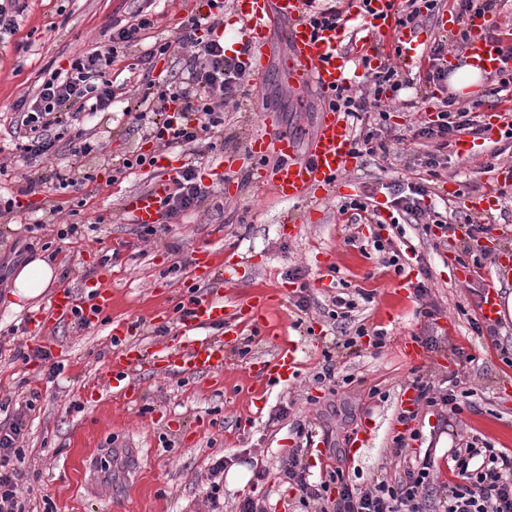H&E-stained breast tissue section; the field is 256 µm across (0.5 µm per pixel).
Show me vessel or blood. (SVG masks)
<instances>
[{"label":"vessel or blood","mask_w":512,"mask_h":512,"mask_svg":"<svg viewBox=\"0 0 512 512\" xmlns=\"http://www.w3.org/2000/svg\"><path fill=\"white\" fill-rule=\"evenodd\" d=\"M392 0H371L369 11L349 13V23L313 29L305 14L304 0H235L236 10L243 22L240 43L246 48L245 65L254 75H262L261 49L266 43L270 26L279 25L284 46L282 70L290 87L296 91L316 85L331 92L349 78V65L355 59L395 45L401 46L409 69H422L428 58L414 40L405 39L397 27ZM466 50L475 65L483 72L493 74L503 65L499 45L474 31ZM352 136L343 113L324 108L316 126L307 158H300L294 141L288 136L267 129L255 134L249 143L250 153L258 159L275 156L276 165L269 170L258 169V182L268 184L272 193L283 201L309 197L318 191L334 187L340 173L353 163ZM165 177L153 187L138 195L129 205L132 223L150 226L161 219V203L177 176V168L167 165ZM224 256L211 252L201 259L199 272L193 273L194 290L184 296L182 303L187 313L184 325V348L162 347L156 357L165 368L204 375L224 368L226 347L223 341L202 335L201 330L224 322L222 301L201 295V288L213 285L217 269L223 266ZM112 306L110 293L94 290L90 303L82 305L71 292L58 295L47 316L62 322L80 316L85 325L98 324ZM245 323L261 328L265 335L274 337L277 350L263 363L266 378H278L294 373L298 362L295 347L284 341L285 327L266 312L264 302L250 304L241 310ZM111 334L118 345L104 376L97 385L111 384L120 393L131 388L130 375L146 365L148 356L135 346L126 344V324L113 327Z\"/></svg>","instance_id":"vessel-or-blood-1"}]
</instances>
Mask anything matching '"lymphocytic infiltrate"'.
I'll return each instance as SVG.
<instances>
[{
    "instance_id": "1",
    "label": "lymphocytic infiltrate",
    "mask_w": 512,
    "mask_h": 512,
    "mask_svg": "<svg viewBox=\"0 0 512 512\" xmlns=\"http://www.w3.org/2000/svg\"><path fill=\"white\" fill-rule=\"evenodd\" d=\"M210 12L191 16L184 24L176 44L188 53L187 77L181 82L158 86L156 93L143 97L142 110L134 118L143 124L150 139L168 149L191 144L214 149L215 134L224 130V112L228 105H239L246 67L239 56H228L223 40L214 38V31L224 22L223 0H208ZM155 20L139 14L126 24H113L109 42L97 46L71 60L68 68L54 71L42 81L37 93L20 97L14 104L16 128L22 131L20 156L26 161L49 160L59 151L60 141H67L72 156L85 158L101 151V144L91 142L84 131H70L72 120L109 111L119 97L124 96V82L112 78L110 67L120 52L138 44L144 31L154 28ZM448 49L435 43L430 50L431 67L418 78H409L390 60L368 68L365 77L370 82L369 92L359 93L352 86H338L327 104L358 123L361 130L353 138L356 155H374L386 151L382 127L387 113L380 107L383 93L399 91L402 87L419 83L437 85L448 79ZM376 112L373 127H364L369 112ZM484 127L477 103H463L455 98L443 102L433 121L417 130L420 138L434 143V152L427 155V167L439 165L438 153L448 148L456 137L468 134L482 138ZM93 173L72 167H59L49 173L27 177L25 193L47 188L53 193H77L91 182ZM431 193L424 182L396 184L390 191L389 204L396 213L412 224H429L432 212L424 203ZM210 192L202 183L195 164H182L173 187L162 201V222L169 223L200 209ZM457 377L449 375L447 389H439L433 381L417 377L412 383L416 392L413 409L400 413L398 420L409 423L418 408L439 407L450 414L461 412L456 390ZM27 429L26 412L16 409L6 424L0 425V512H24L19 500V486L23 474L16 467L22 459L19 441ZM434 463L423 456L416 465L405 470L393 483L380 482L361 489L353 484L343 466L328 473L325 483L310 482L301 463L299 450L288 454L283 475L300 492L301 505H314V512H424V499L430 486ZM452 474L446 493L440 498L441 512H512V453L491 445L481 447L467 444L465 450H452L448 466ZM335 484V500H327L324 492L328 484Z\"/></svg>"
}]
</instances>
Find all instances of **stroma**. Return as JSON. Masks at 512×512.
<instances>
[{
    "mask_svg": "<svg viewBox=\"0 0 512 512\" xmlns=\"http://www.w3.org/2000/svg\"><path fill=\"white\" fill-rule=\"evenodd\" d=\"M25 3L17 32L0 41V147L8 150L16 100L36 93L43 73L67 67L71 58L104 42L113 23L139 11L152 14L153 36L166 42L177 38L189 16L205 10V0ZM281 54L279 34L271 32L263 76H246L240 107L224 115V145L212 158L222 164L224 177L218 182L209 170L201 172L212 189L204 208L150 236L142 225L128 223L124 208L130 197L152 186L160 168L147 166L107 182L131 152L158 151L123 112L143 97L149 80H181L182 59L168 54L157 58L150 78L129 80L112 114L74 121V128L104 145L91 160L98 180L84 191L85 205L56 194L25 196L10 225L0 228V423L26 408L25 512H208L205 474L220 458L248 475L244 485L225 483L223 512H236L248 495L266 512H305L299 491L280 473L292 448L303 449L315 481L335 466L338 451L346 450L345 468L362 488L395 482L418 456L430 455L434 468L426 508L434 512L437 493L448 483L449 449L479 440L512 450V366L500 354L504 348L512 352V318L504 319L497 341L476 335L468 319L479 311L485 277L474 273L459 280L460 264L446 257L439 238L414 224L392 223L382 191L427 177L423 161L429 147L415 132L451 95V87H431L425 96L401 90L390 103L388 158H359L326 198L288 204L255 184L257 161L248 143L270 126L292 136L300 155H307L321 100L315 87L300 93L288 87L279 70ZM435 183L443 198L436 209L450 224L463 223L471 198L502 190L483 217L498 224L499 248L512 251V138L492 135L477 140L472 155L448 154ZM371 190L380 204V223H351L343 204ZM291 216L297 219L295 235H280V225ZM66 224L85 231L77 239H59L57 231ZM351 235L357 238L352 245L346 242ZM379 238L393 240L413 282H424V302L435 306L434 316L418 314L420 301L412 290H395L396 272L381 267L373 247ZM208 249L230 252L236 264L233 284L219 281L208 290L223 301L225 314L261 291L284 292L278 317L301 348L302 365L293 376L269 382L262 396L254 394L250 368L273 347L252 327L240 329L223 371L202 379L149 368L133 374L142 396L125 405L112 389L92 386L114 348L107 327L38 317L59 290L86 300L82 285L96 280L105 263L112 271L111 318L135 323V342L155 350L181 333L177 321L157 318L156 307L179 303L195 256ZM36 259L56 267L58 284L42 297L16 301L14 273ZM302 287L310 304L304 316L295 307ZM360 291L369 293V300L358 299L350 319L335 318L333 297L342 292L356 297ZM362 324L384 327L385 346H366L339 359L337 372L351 377V384L318 379L326 345ZM410 340L419 343L421 360L404 356ZM40 346L50 351V361L30 358L31 349ZM452 372L465 393L461 414L421 409L411 423L418 439L394 455L403 391L416 376L440 385ZM365 430L369 439L355 447Z\"/></svg>",
    "mask_w": 512,
    "mask_h": 512,
    "instance_id": "1",
    "label": "stroma"
}]
</instances>
